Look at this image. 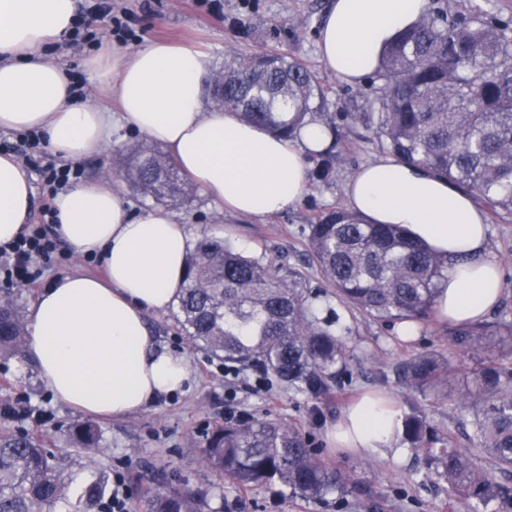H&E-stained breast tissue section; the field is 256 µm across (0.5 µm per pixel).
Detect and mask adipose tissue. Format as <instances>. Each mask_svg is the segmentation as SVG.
<instances>
[{
    "label": "adipose tissue",
    "mask_w": 512,
    "mask_h": 512,
    "mask_svg": "<svg viewBox=\"0 0 512 512\" xmlns=\"http://www.w3.org/2000/svg\"><path fill=\"white\" fill-rule=\"evenodd\" d=\"M427 2L332 0L318 39L321 62L344 83L363 82ZM75 19V0H0V130L42 132L56 156L73 162L99 155L118 130L129 129L163 146L223 211L265 216L301 200L310 155L331 141L323 124L309 122L284 139L205 105L210 55L159 41L131 52L109 45L84 61L89 82L116 99V111L77 101L67 70L44 53L69 37ZM32 195L26 169L14 155H0V244L26 226ZM345 199L366 223L399 225L447 256L440 317L469 323L495 308L504 271L489 250L486 214L468 190L383 156L349 180ZM52 206L62 241L106 270L102 279L58 278L28 309L26 351L54 398L83 414L123 417L181 390L189 363L159 345L146 316L167 311L179 292L187 224L163 209L132 216L107 180L69 186ZM399 429L394 405L367 394L342 412L329 438L332 447L377 454L390 449Z\"/></svg>",
    "instance_id": "obj_1"
}]
</instances>
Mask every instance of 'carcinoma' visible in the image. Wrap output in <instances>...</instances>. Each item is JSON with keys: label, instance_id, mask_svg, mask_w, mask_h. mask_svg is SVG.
Segmentation results:
<instances>
[{"label": "carcinoma", "instance_id": "obj_1", "mask_svg": "<svg viewBox=\"0 0 512 512\" xmlns=\"http://www.w3.org/2000/svg\"><path fill=\"white\" fill-rule=\"evenodd\" d=\"M448 0L432 6L384 49L373 79L377 96L354 103L351 121L377 115L381 148L397 159L430 168L470 191L493 217L512 218V24L476 4L448 20ZM216 106L238 112L248 125L285 138L326 103L327 92L305 64L278 52L227 55L213 81ZM319 180L332 176L328 148L309 158ZM141 194L176 204L191 195L175 164L141 144L126 168ZM308 251L324 288H313L293 267L267 264L236 252L224 239L203 235L185 258L177 295L179 322L189 343L238 370L297 386L314 397L347 369L349 353L335 321L319 317L313 300L336 298L382 327H436L451 351L412 355L397 376L412 392L429 393L454 410L460 446L450 432L408 415L402 434L423 452L428 478L448 485L449 507L465 512H512V310L499 320L452 324L438 317L436 295L448 257L412 239L396 224H366L339 207L308 226ZM25 316L0 296V356L21 354ZM490 347L499 357L468 366ZM85 448H97L100 430L74 427ZM201 460L236 488L277 482L289 495L314 504L336 496L348 505L358 475L330 465L301 430L275 419H252L213 430ZM108 488L99 472L83 485L37 436L0 431V512H100ZM141 512H205L204 493L168 484L164 470L150 479Z\"/></svg>", "mask_w": 512, "mask_h": 512}]
</instances>
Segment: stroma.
Segmentation results:
<instances>
[{
	"instance_id": "35a3bbf8",
	"label": "stroma",
	"mask_w": 512,
	"mask_h": 512,
	"mask_svg": "<svg viewBox=\"0 0 512 512\" xmlns=\"http://www.w3.org/2000/svg\"><path fill=\"white\" fill-rule=\"evenodd\" d=\"M331 0H223L224 10L210 13L198 0H119L133 20L137 37L130 48L152 40H172L204 47L214 66H221L226 50L243 55L264 51L288 53L313 69L328 91V101L320 117L335 123L338 131L334 173L327 181L310 180L304 197L294 206L265 217L219 213L203 193H196L178 213L192 236L208 233L222 237L241 253L280 266L299 268L311 285L320 281L316 266L308 262L307 240L303 229L320 217L345 206L343 187L362 165L381 157L375 130L345 120L353 100L372 95L370 82L352 86L340 82L318 57L317 42L321 23ZM141 142L138 134L120 131L99 156L81 161L84 180L112 175V183L129 201L134 212L155 209L121 176L128 153ZM489 247L505 270L502 299L512 306V221L489 219ZM61 255L46 263L43 275L26 284L0 282V294L11 293L22 306L30 307L42 288L72 273L103 275L100 262L88 261L68 245ZM319 315L336 311L337 328H350L347 338L350 361L346 372L329 395L315 398L308 393L273 383L257 387L253 372L225 377L222 361L191 349L178 323L175 310L152 313L147 317L150 333L172 351L184 355L190 365V378L184 390L162 397L147 411L122 419L87 416L56 400L26 358L0 359V402L23 407L20 415L0 413V429L41 436L46 448L70 471L88 475L96 468L122 477L132 500L147 491V477L160 465H167L168 477L175 482L209 489L210 512H336L335 506L317 505L289 497L280 484L270 483L246 490L216 480L200 464L204 435L217 426L243 417L269 416L297 423L316 447L322 448L328 462L354 473H362L364 456L329 447L327 432L343 409L361 393L375 391L387 395L400 415L419 411L430 425L444 432L453 425L448 409L430 399L411 393L392 371L395 363L411 353L443 349L447 337L427 329L411 342L399 339L398 330H385L364 321L358 314L338 305L336 299L316 302ZM89 422L102 432L98 450L88 451L74 443L70 430ZM379 479L363 484L359 498L351 499L346 512H363V503L383 501V512H449L446 487L423 477V461L410 447L377 456Z\"/></svg>"
}]
</instances>
